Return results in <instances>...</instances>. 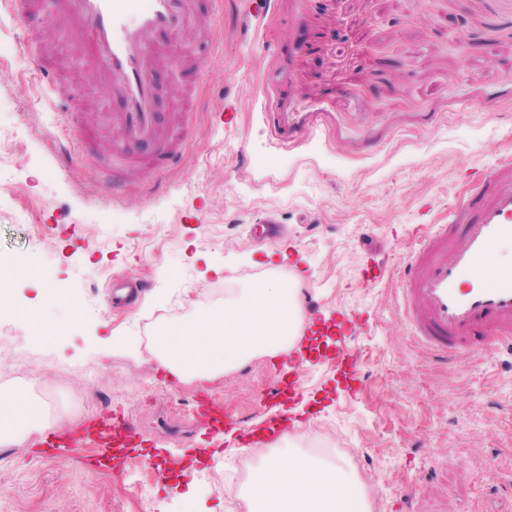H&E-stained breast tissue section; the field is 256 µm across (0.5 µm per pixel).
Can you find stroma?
I'll return each instance as SVG.
<instances>
[{"mask_svg":"<svg viewBox=\"0 0 512 512\" xmlns=\"http://www.w3.org/2000/svg\"><path fill=\"white\" fill-rule=\"evenodd\" d=\"M57 2L33 0L22 25L0 6V266L37 270L41 291L20 278L10 296L51 330L39 339L0 316V391H27L68 429L123 411L146 452L177 461L211 445L191 412L201 396L256 418L280 362L178 381L142 344L147 316L174 303L191 317L212 287L295 276L326 323L298 362L296 452L347 439L335 460L370 512H512V350L432 359L398 311L427 226L512 154V0H197L215 49L197 48L192 73L158 76L180 157L116 196L107 156L75 135L109 104L64 34L32 38ZM285 245L281 269L264 264ZM209 260L223 278H202ZM121 274L142 288L113 308ZM348 350L355 380L339 364ZM98 454L54 462L39 433L0 446V512H244L205 487L239 459L234 435L194 477L149 479L135 500L132 469L92 470Z\"/></svg>","mask_w":512,"mask_h":512,"instance_id":"stroma-1","label":"stroma"}]
</instances>
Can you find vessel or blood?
I'll use <instances>...</instances> for the list:
<instances>
[{"mask_svg":"<svg viewBox=\"0 0 512 512\" xmlns=\"http://www.w3.org/2000/svg\"><path fill=\"white\" fill-rule=\"evenodd\" d=\"M200 22L195 0H59V10L45 31L65 28L74 50L85 56L99 89L112 104L102 121L81 125L77 134L96 141L102 125L119 133L112 150L114 167L133 148L143 147L140 161L159 167L178 153L175 139L159 123L155 102L156 73L182 62L176 39L193 33ZM512 242V157L501 159L454 206L444 224L431 225L421 245L408 256L402 277V314L411 334L435 356L491 354L512 344V273L497 260L503 244ZM299 390L296 371H283L265 394L269 409L287 404ZM199 416L216 432L238 426L243 446L262 447L288 429L271 418L261 425H236L216 399L201 400ZM103 449L105 468L126 462L143 444L123 417L93 419L67 432H50V453L70 456L85 440Z\"/></svg>","mask_w":512,"mask_h":512,"instance_id":"b4317fda","label":"vessel or blood"}]
</instances>
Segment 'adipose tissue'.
Masks as SVG:
<instances>
[{
	"label": "adipose tissue",
	"instance_id": "1",
	"mask_svg": "<svg viewBox=\"0 0 512 512\" xmlns=\"http://www.w3.org/2000/svg\"><path fill=\"white\" fill-rule=\"evenodd\" d=\"M299 321L291 283H259L223 308H203L190 322L164 333L154 353L179 381H209L253 356L291 352ZM49 426L26 392L0 397V446L22 443ZM239 497L245 512H369L353 501L344 471L290 452L266 455Z\"/></svg>",
	"mask_w": 512,
	"mask_h": 512
}]
</instances>
